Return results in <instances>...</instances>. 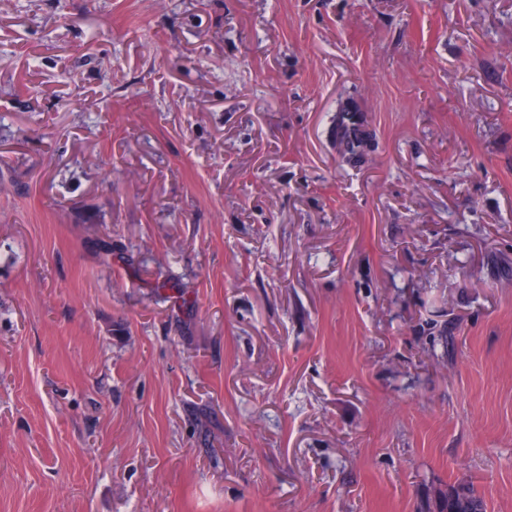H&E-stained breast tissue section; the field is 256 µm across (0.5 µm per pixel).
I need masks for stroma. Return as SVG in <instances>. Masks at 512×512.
<instances>
[{
    "instance_id": "obj_1",
    "label": "stroma",
    "mask_w": 512,
    "mask_h": 512,
    "mask_svg": "<svg viewBox=\"0 0 512 512\" xmlns=\"http://www.w3.org/2000/svg\"><path fill=\"white\" fill-rule=\"evenodd\" d=\"M463 480L512 512V0H0V512Z\"/></svg>"
}]
</instances>
